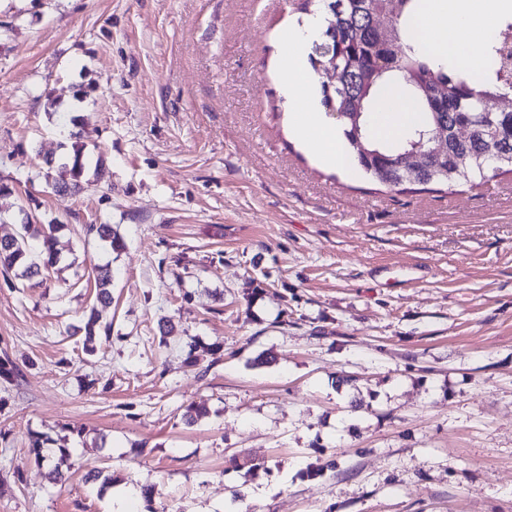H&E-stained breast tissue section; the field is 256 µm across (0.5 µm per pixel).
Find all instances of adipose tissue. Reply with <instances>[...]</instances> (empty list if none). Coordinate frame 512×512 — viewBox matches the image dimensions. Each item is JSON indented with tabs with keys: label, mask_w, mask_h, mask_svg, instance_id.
I'll return each instance as SVG.
<instances>
[{
	"label": "adipose tissue",
	"mask_w": 512,
	"mask_h": 512,
	"mask_svg": "<svg viewBox=\"0 0 512 512\" xmlns=\"http://www.w3.org/2000/svg\"><path fill=\"white\" fill-rule=\"evenodd\" d=\"M501 0H428L414 17L423 48L437 56L466 59L481 68L482 44L495 32ZM322 27L320 18L308 19L304 27L289 33V50L282 59L288 73V101L294 107L293 131L322 160L336 168L351 166V155L338 131L324 124L315 109L305 73L303 44ZM374 130L383 138H397L410 131L417 114L399 90L383 93L377 102Z\"/></svg>",
	"instance_id": "ef3b65f1"
}]
</instances>
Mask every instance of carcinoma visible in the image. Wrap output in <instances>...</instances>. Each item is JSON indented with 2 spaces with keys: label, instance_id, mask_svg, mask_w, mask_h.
<instances>
[{
  "label": "carcinoma",
  "instance_id": "1",
  "mask_svg": "<svg viewBox=\"0 0 512 512\" xmlns=\"http://www.w3.org/2000/svg\"><path fill=\"white\" fill-rule=\"evenodd\" d=\"M300 9L310 14L327 15L322 41L314 44L310 57L313 69L332 64L342 74L334 86L321 84L320 104L334 112L341 122L343 134L363 173L372 181L397 191L407 186L431 184H469L478 186L487 177L512 173V44L508 37L512 23L500 24L503 38L493 39L488 47L489 66L476 75L457 66L448 69L441 60L423 55L416 37L407 32L406 20L416 9L415 0H390L395 13L392 49L383 50L378 42L377 22L383 18L384 0H303ZM398 86L418 113L412 131L396 143L378 140L370 128V116L378 95ZM489 98L500 102L499 111L489 116L482 104ZM466 126L468 138L457 140L453 130ZM425 137L430 146L448 140V155L438 162L427 157L426 166L418 173H407L402 157L412 143ZM362 141L368 154L359 153L356 141ZM73 161L57 165L59 178L53 188L67 191L80 187L85 171L83 146L72 145ZM60 224L26 221L18 235L0 238V269L20 271L25 279L42 274L57 258L56 232ZM89 231L109 243L112 249L122 247L121 237L110 224H91ZM96 305L90 310L85 333L99 330L110 339L112 324L102 322V312L112 304V277L103 267L96 268ZM43 443L35 438L32 452L36 461L46 465L45 476L52 484L62 481L57 462L41 454Z\"/></svg>",
  "mask_w": 512,
  "mask_h": 512
}]
</instances>
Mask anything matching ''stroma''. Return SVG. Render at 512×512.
<instances>
[{
    "label": "stroma",
    "mask_w": 512,
    "mask_h": 512,
    "mask_svg": "<svg viewBox=\"0 0 512 512\" xmlns=\"http://www.w3.org/2000/svg\"><path fill=\"white\" fill-rule=\"evenodd\" d=\"M300 2L0 0V237L62 227L0 271V512H512V174L326 166L291 130ZM77 141L106 176L55 192ZM20 226L17 236L0 238V268L4 272L20 270L21 277L32 279L42 274V266L32 255L31 242L40 241L41 252L47 256L43 264L46 269L57 258L55 234L62 227L58 224H32L31 221ZM96 275V305L90 310L88 321L84 327L88 336L95 334L96 329L103 332L105 340L110 339L112 323H102V312L106 311L112 304V277L107 268L95 267Z\"/></svg>",
    "instance_id": "35a3bbf8"
}]
</instances>
